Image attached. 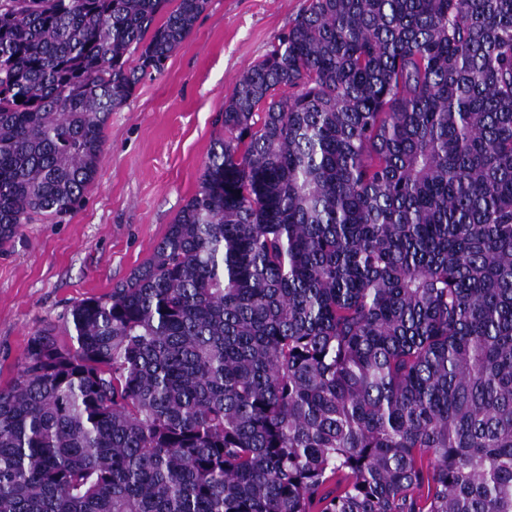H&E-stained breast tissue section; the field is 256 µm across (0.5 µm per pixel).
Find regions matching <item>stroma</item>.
<instances>
[{"instance_id":"obj_1","label":"stroma","mask_w":512,"mask_h":512,"mask_svg":"<svg viewBox=\"0 0 512 512\" xmlns=\"http://www.w3.org/2000/svg\"><path fill=\"white\" fill-rule=\"evenodd\" d=\"M306 0H211L161 75L114 112L94 186L57 223L25 225L0 252V384L32 334L106 293L151 255L197 190L218 113Z\"/></svg>"}]
</instances>
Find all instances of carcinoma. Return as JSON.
<instances>
[{
  "label": "carcinoma",
  "instance_id": "1",
  "mask_svg": "<svg viewBox=\"0 0 512 512\" xmlns=\"http://www.w3.org/2000/svg\"><path fill=\"white\" fill-rule=\"evenodd\" d=\"M210 0H0V250ZM151 256L0 386V512H512V0H308Z\"/></svg>",
  "mask_w": 512,
  "mask_h": 512
}]
</instances>
